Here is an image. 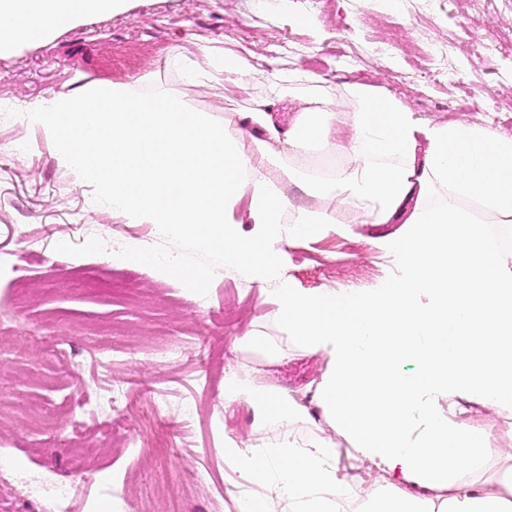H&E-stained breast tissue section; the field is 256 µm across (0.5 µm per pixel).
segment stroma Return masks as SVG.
Listing matches in <instances>:
<instances>
[{
    "instance_id": "stroma-1",
    "label": "stroma",
    "mask_w": 512,
    "mask_h": 512,
    "mask_svg": "<svg viewBox=\"0 0 512 512\" xmlns=\"http://www.w3.org/2000/svg\"><path fill=\"white\" fill-rule=\"evenodd\" d=\"M201 43L265 71L316 73L332 91L354 81L382 86L421 118L467 115L512 135V0H400L395 12L382 0H126L121 12L0 51V144L26 145L18 155L0 153V254L9 256L0 268V382L13 402L54 407L49 419L0 418V456L17 461L18 477L45 472L79 485L75 512H158L169 502L175 512H237L225 437L252 444L281 429L256 427L247 404L225 405L230 370L304 407L296 438L350 445L315 401L323 358L288 339L257 285L218 254L177 244L154 225L125 223L19 108L125 82L138 94L177 96L220 123L267 96L262 79L245 90L188 83L169 50ZM396 230L332 224L320 237L289 239L283 273L310 292L375 287L389 272L375 243ZM103 238L111 252L142 249L209 269L207 303L147 268L109 261V252L92 248ZM251 333L264 337L265 349L249 344ZM54 338L64 340L63 353L49 350ZM101 342L121 354L108 373L88 363ZM166 344L175 353L156 361ZM109 377L133 385L123 415L101 407L74 426L72 408ZM158 391L171 398L161 414L150 405ZM78 456L86 473L71 468Z\"/></svg>"
}]
</instances>
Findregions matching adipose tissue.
Returning a JSON list of instances; mask_svg holds the SVG:
<instances>
[{"label":"adipose tissue","instance_id":"adipose-tissue-1","mask_svg":"<svg viewBox=\"0 0 512 512\" xmlns=\"http://www.w3.org/2000/svg\"><path fill=\"white\" fill-rule=\"evenodd\" d=\"M124 0H0V49L44 40L52 29ZM171 61L195 82L246 88L260 73L232 51L178 50ZM279 100L299 102L277 127L265 102L251 100L240 124L208 121L175 97L135 94L115 83L26 104L65 164L110 197L129 224L203 251L252 282L275 284L280 319L301 349L324 357L316 399L353 446L294 439L247 445L224 439V457L246 489L238 512H505L500 484L480 478L488 460L512 459L461 418L454 401L512 408V262L459 199L479 203L512 230V136L468 120L426 123L381 86L344 84L329 94L320 76L270 73ZM308 197L305 206L295 205ZM355 224H396L384 251L394 272L376 288L307 293L282 274L283 244L314 238L337 223L351 199ZM253 225L251 235L241 225ZM192 293L207 270L147 251L119 255ZM411 361L415 372L400 365ZM251 403L260 423L291 425L300 407L274 389L224 378V402ZM379 474L352 487L339 467Z\"/></svg>","mask_w":512,"mask_h":512}]
</instances>
